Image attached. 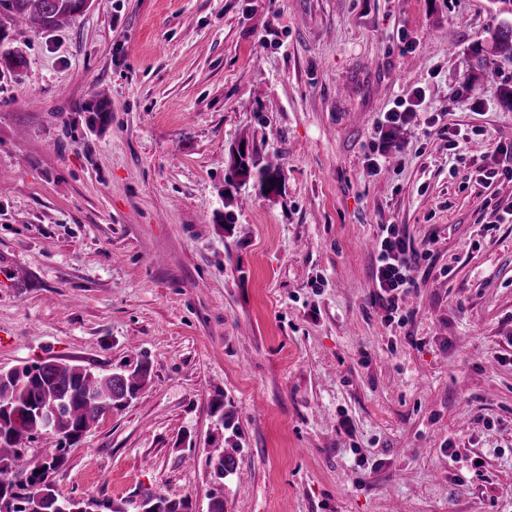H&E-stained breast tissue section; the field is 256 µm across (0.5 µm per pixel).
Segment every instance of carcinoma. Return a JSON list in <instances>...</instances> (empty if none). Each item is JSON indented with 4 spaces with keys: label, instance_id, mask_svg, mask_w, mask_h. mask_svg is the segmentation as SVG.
I'll return each mask as SVG.
<instances>
[{
    "label": "carcinoma",
    "instance_id": "obj_1",
    "mask_svg": "<svg viewBox=\"0 0 512 512\" xmlns=\"http://www.w3.org/2000/svg\"><path fill=\"white\" fill-rule=\"evenodd\" d=\"M77 0H0V42L6 37L5 20L19 18L37 28L53 30L78 14ZM490 55L512 60V25L503 24L493 35ZM279 169L261 165L251 158L232 168L230 178L260 177L267 184L278 182ZM150 376L145 358L125 364L109 376L93 373L68 363L44 361L0 371V512H25L26 501L13 484L11 473L26 463L27 448L41 429V406L56 408L55 422L67 441H80L105 407L119 409L137 398ZM41 461L31 485L41 495L40 512H62L69 502L70 512H115L112 505L95 497L75 500L64 494L50 474L63 464L59 448L40 450ZM216 489L211 492L208 512H224V476L233 472L235 458L222 451L207 457ZM122 512H190L189 500L164 492L147 491L128 501Z\"/></svg>",
    "mask_w": 512,
    "mask_h": 512
}]
</instances>
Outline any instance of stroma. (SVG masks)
<instances>
[{
    "instance_id": "stroma-1",
    "label": "stroma",
    "mask_w": 512,
    "mask_h": 512,
    "mask_svg": "<svg viewBox=\"0 0 512 512\" xmlns=\"http://www.w3.org/2000/svg\"><path fill=\"white\" fill-rule=\"evenodd\" d=\"M507 20L491 0H92L53 30L8 21L0 370L151 364L68 448L65 494L208 512L220 395L224 512H512V61L475 63ZM398 102L419 116L386 125ZM241 149L277 194L227 180ZM384 224L434 241L392 326Z\"/></svg>"
}]
</instances>
